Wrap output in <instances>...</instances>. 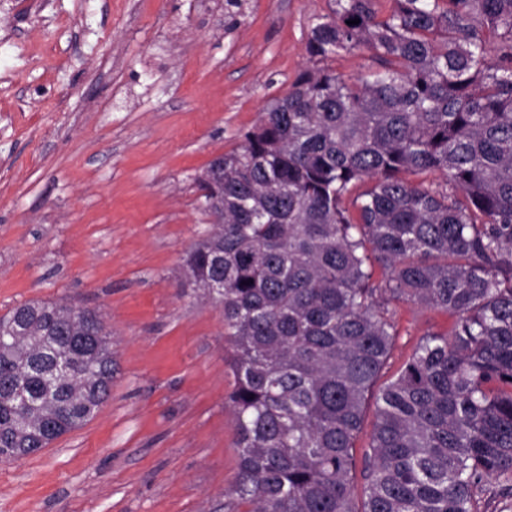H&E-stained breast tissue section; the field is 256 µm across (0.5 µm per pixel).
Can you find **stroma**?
<instances>
[{
    "label": "stroma",
    "mask_w": 512,
    "mask_h": 512,
    "mask_svg": "<svg viewBox=\"0 0 512 512\" xmlns=\"http://www.w3.org/2000/svg\"><path fill=\"white\" fill-rule=\"evenodd\" d=\"M333 0H0V315L109 317L97 416L0 461V512H246L224 311L185 285L197 176L307 67ZM391 376L453 316L396 306Z\"/></svg>",
    "instance_id": "35a3bbf8"
}]
</instances>
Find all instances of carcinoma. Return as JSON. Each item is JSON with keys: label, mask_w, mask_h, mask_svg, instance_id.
I'll use <instances>...</instances> for the list:
<instances>
[{"label": "carcinoma", "mask_w": 512, "mask_h": 512, "mask_svg": "<svg viewBox=\"0 0 512 512\" xmlns=\"http://www.w3.org/2000/svg\"><path fill=\"white\" fill-rule=\"evenodd\" d=\"M395 3L380 20L374 0H334L311 29L312 66L197 199L224 222L183 266L224 310L232 494L247 512H480L490 483L512 494V0ZM353 49L378 69L318 66ZM428 170L444 185L409 179ZM394 303L455 322L380 384ZM109 336L100 311L63 300L0 315V459L97 415ZM375 422V403L373 398H369V400L366 402L365 406V416H364V422H363V429L362 433L360 435V439L357 442V454H356V466H355V479H354V485H355V491L357 495V499H361V493H362V487L364 485V477H363V462H362V452L364 446L369 438V435L371 434Z\"/></svg>", "instance_id": "obj_1"}]
</instances>
